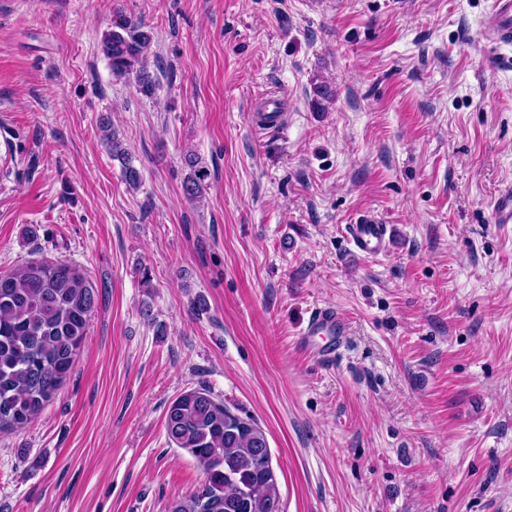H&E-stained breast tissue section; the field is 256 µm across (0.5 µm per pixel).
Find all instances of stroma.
Here are the masks:
<instances>
[{"label": "stroma", "mask_w": 512, "mask_h": 512, "mask_svg": "<svg viewBox=\"0 0 512 512\" xmlns=\"http://www.w3.org/2000/svg\"><path fill=\"white\" fill-rule=\"evenodd\" d=\"M493 2L0 0V275L62 260L97 292L70 376L0 434V512H165L203 479L165 429L199 388L265 431L281 512H512ZM117 9L154 31V97L100 49ZM270 97L286 122L255 130ZM366 214L394 228L373 259L348 235ZM328 306L350 334L324 362L300 333ZM99 130L106 141L112 158L121 161L126 184L132 189H138L141 185L140 171L133 165L132 157L119 139L117 132L112 129L110 117L102 116L99 119ZM185 164L190 169V173L183 181V194L189 200L202 197L206 190V181L210 176L209 170L203 166L199 157L195 154L185 156Z\"/></svg>", "instance_id": "obj_1"}]
</instances>
